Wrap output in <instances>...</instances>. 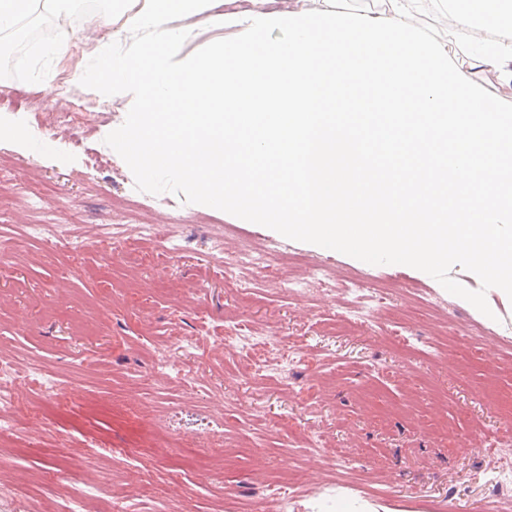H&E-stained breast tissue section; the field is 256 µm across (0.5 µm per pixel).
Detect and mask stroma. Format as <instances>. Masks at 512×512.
Segmentation results:
<instances>
[{
    "label": "stroma",
    "instance_id": "35a3bbf8",
    "mask_svg": "<svg viewBox=\"0 0 512 512\" xmlns=\"http://www.w3.org/2000/svg\"><path fill=\"white\" fill-rule=\"evenodd\" d=\"M119 6L73 0L81 45L63 61L47 37L0 57V117H22L52 151L0 138L11 180L0 361L22 383L0 431V512H68L89 488L94 512L116 500L124 512H319L341 497L388 512H484L492 500L512 512V299L485 290L487 317L410 266L137 190L104 142L132 95L73 77L98 39L129 44L104 23ZM168 27L188 30L184 58L244 30L203 15ZM62 112L69 121L56 122ZM36 185L45 195L29 196ZM125 198L155 235H116L103 255L97 241ZM41 223L70 246L28 240ZM246 243L273 253L282 283L239 291L215 274L216 257L232 261ZM318 267L331 279H315ZM39 365L59 379V402L42 397Z\"/></svg>",
    "mask_w": 512,
    "mask_h": 512
}]
</instances>
